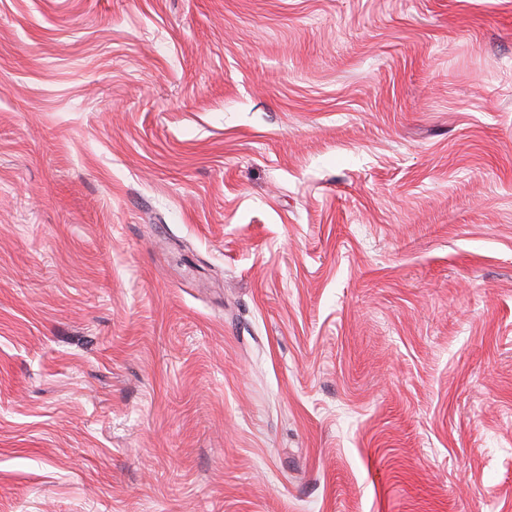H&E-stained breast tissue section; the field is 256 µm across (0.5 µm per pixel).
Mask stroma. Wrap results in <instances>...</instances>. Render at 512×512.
Wrapping results in <instances>:
<instances>
[{
    "label": "stroma",
    "mask_w": 512,
    "mask_h": 512,
    "mask_svg": "<svg viewBox=\"0 0 512 512\" xmlns=\"http://www.w3.org/2000/svg\"><path fill=\"white\" fill-rule=\"evenodd\" d=\"M0 512H512V0H0Z\"/></svg>",
    "instance_id": "35a3bbf8"
}]
</instances>
